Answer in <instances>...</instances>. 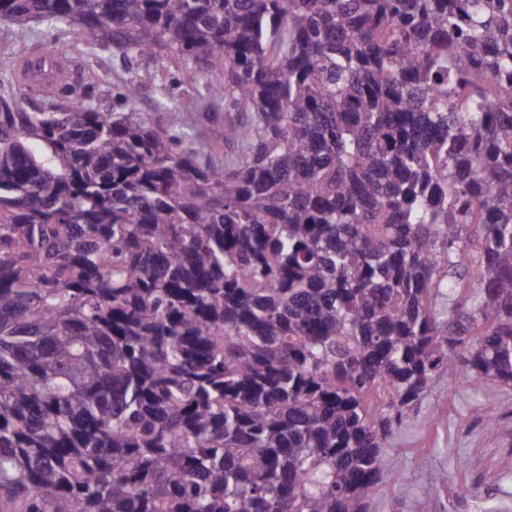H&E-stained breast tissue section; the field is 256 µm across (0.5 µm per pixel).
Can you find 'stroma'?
Here are the masks:
<instances>
[{
  "mask_svg": "<svg viewBox=\"0 0 512 512\" xmlns=\"http://www.w3.org/2000/svg\"><path fill=\"white\" fill-rule=\"evenodd\" d=\"M57 37L56 31L44 27L24 41L10 30H0V90L23 104L34 98L31 87L15 78L13 64L25 49ZM71 65L79 69L82 81L106 112L111 111L121 83L140 69H149L162 79L171 99H180L188 87L185 74L165 55L128 64L115 51L76 53ZM131 109L164 127L188 124L195 146L216 159L232 151L224 143L223 102L205 100L200 111L187 120L175 109L160 108L153 87L147 85ZM504 400L512 401V391L494 385L475 390L455 377L440 379L425 404L426 418L406 421L388 448L386 478L373 498L372 512H422L426 505L431 512H479L472 503L453 502L450 494L480 484L488 472L498 476L494 505L512 512V439L492 432L489 421L474 419L475 408H491ZM436 471L447 473V484L432 481Z\"/></svg>",
  "mask_w": 512,
  "mask_h": 512,
  "instance_id": "stroma-1",
  "label": "stroma"
}]
</instances>
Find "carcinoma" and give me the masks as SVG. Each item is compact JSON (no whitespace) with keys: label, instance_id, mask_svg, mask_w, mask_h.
Segmentation results:
<instances>
[{"label":"carcinoma","instance_id":"1","mask_svg":"<svg viewBox=\"0 0 512 512\" xmlns=\"http://www.w3.org/2000/svg\"><path fill=\"white\" fill-rule=\"evenodd\" d=\"M33 23L175 58L235 151L22 57L0 512H370L439 376L512 389V0H0Z\"/></svg>","mask_w":512,"mask_h":512}]
</instances>
